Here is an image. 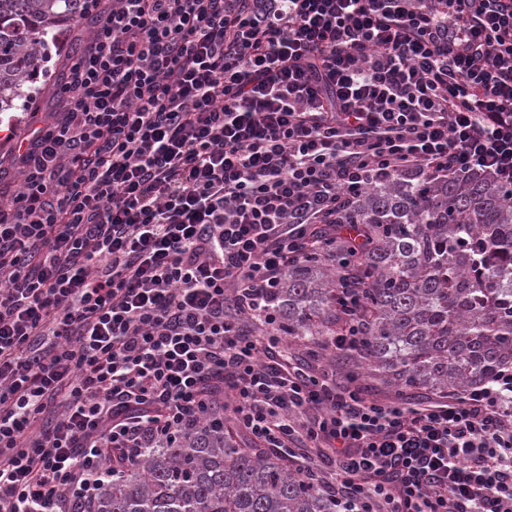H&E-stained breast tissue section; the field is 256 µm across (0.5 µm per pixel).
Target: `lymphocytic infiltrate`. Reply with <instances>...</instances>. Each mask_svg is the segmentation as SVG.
<instances>
[{
	"instance_id": "obj_1",
	"label": "lymphocytic infiltrate",
	"mask_w": 512,
	"mask_h": 512,
	"mask_svg": "<svg viewBox=\"0 0 512 512\" xmlns=\"http://www.w3.org/2000/svg\"><path fill=\"white\" fill-rule=\"evenodd\" d=\"M0 205V512H87L230 402L336 512H512V366L420 408L291 362L303 232L388 177L512 187V0H88Z\"/></svg>"
}]
</instances>
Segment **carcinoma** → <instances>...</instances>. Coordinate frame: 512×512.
<instances>
[{
	"mask_svg": "<svg viewBox=\"0 0 512 512\" xmlns=\"http://www.w3.org/2000/svg\"><path fill=\"white\" fill-rule=\"evenodd\" d=\"M86 0H0V112L16 107L39 48ZM336 236L297 258L275 294L276 333L334 336L339 288H357L369 340L343 355L395 390L464 392L512 362V188L483 173L394 176L336 208ZM94 512H335L280 455L207 419L145 448L104 484Z\"/></svg>",
	"mask_w": 512,
	"mask_h": 512,
	"instance_id": "obj_1",
	"label": "carcinoma"
}]
</instances>
